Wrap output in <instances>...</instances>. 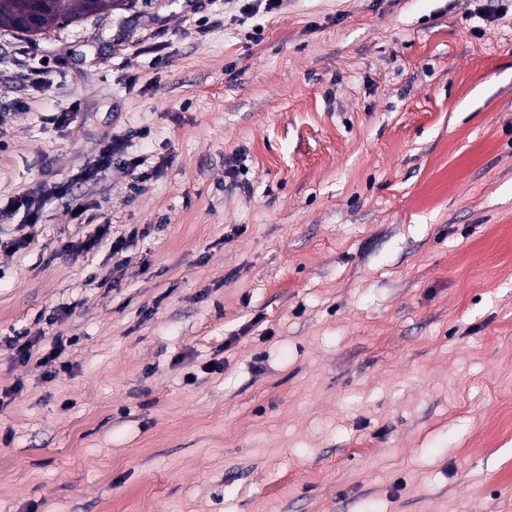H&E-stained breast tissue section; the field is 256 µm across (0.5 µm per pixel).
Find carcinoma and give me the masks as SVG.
Instances as JSON below:
<instances>
[{
  "label": "carcinoma",
  "instance_id": "carcinoma-1",
  "mask_svg": "<svg viewBox=\"0 0 512 512\" xmlns=\"http://www.w3.org/2000/svg\"><path fill=\"white\" fill-rule=\"evenodd\" d=\"M116 3L117 0H76L72 8L69 0H0V29L27 34V22L37 18L46 31L59 20L69 25L89 15L109 12Z\"/></svg>",
  "mask_w": 512,
  "mask_h": 512
}]
</instances>
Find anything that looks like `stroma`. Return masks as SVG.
<instances>
[{
    "instance_id": "stroma-1",
    "label": "stroma",
    "mask_w": 512,
    "mask_h": 512,
    "mask_svg": "<svg viewBox=\"0 0 512 512\" xmlns=\"http://www.w3.org/2000/svg\"><path fill=\"white\" fill-rule=\"evenodd\" d=\"M501 6L121 0L0 30V512H512ZM60 334L53 378L9 348ZM101 145L96 164L81 173L84 180H93L99 173L107 170L112 165L113 157L121 151V143L116 139L107 138ZM76 342L77 338L74 336L66 338L64 336H56L53 342V350L36 361L38 366L49 368L48 372L54 377L61 372H70L73 367L72 364L69 361L61 360V356L66 347H71Z\"/></svg>"
}]
</instances>
